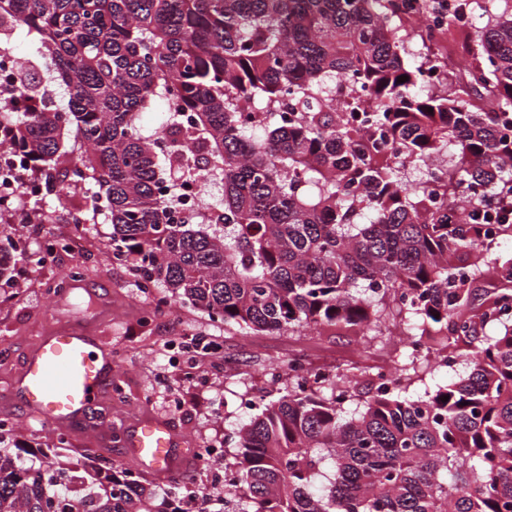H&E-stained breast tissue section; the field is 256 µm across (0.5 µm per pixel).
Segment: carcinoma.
<instances>
[{
	"instance_id": "cac0c4a2",
	"label": "carcinoma",
	"mask_w": 512,
	"mask_h": 512,
	"mask_svg": "<svg viewBox=\"0 0 512 512\" xmlns=\"http://www.w3.org/2000/svg\"><path fill=\"white\" fill-rule=\"evenodd\" d=\"M425 9L0 0V49L28 39L43 74L21 65L0 133L52 190L89 194L114 258L245 335L333 332L393 357L387 387L312 370L233 429L219 512H512V257L488 259L512 243V0H459L436 32ZM464 16L485 19L473 40ZM442 38L472 57L452 97ZM210 175L209 222L171 223L165 193ZM450 360L462 375L407 396ZM0 512L168 510L131 472L49 493L5 448Z\"/></svg>"
}]
</instances>
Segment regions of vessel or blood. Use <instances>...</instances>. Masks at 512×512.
<instances>
[{"mask_svg": "<svg viewBox=\"0 0 512 512\" xmlns=\"http://www.w3.org/2000/svg\"><path fill=\"white\" fill-rule=\"evenodd\" d=\"M116 371L110 348L68 325L43 338L26 358L11 396L43 423L88 425L106 388L116 383ZM124 447L145 473L158 478L172 474L178 448L167 422H138L126 434Z\"/></svg>", "mask_w": 512, "mask_h": 512, "instance_id": "obj_1", "label": "vessel or blood"}]
</instances>
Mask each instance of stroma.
I'll return each instance as SVG.
<instances>
[{"label":"stroma","mask_w":512,"mask_h":512,"mask_svg":"<svg viewBox=\"0 0 512 512\" xmlns=\"http://www.w3.org/2000/svg\"><path fill=\"white\" fill-rule=\"evenodd\" d=\"M84 202L80 195L22 201V210L52 215L53 222L45 230L35 224L0 223V247L24 255L15 266L12 282H0V349L9 352L6 359H0V417H6L12 426L6 443L20 449L23 466H40L42 451L63 434L70 442L68 458L80 460L92 452L97 460L140 473L136 459L113 441V428L118 425L126 430L149 417L168 422L179 441L192 451L190 457L178 460L172 477L154 479L156 489L163 492L182 487L190 478L208 484L213 480V468L198 455V447L223 441L230 429L228 416L245 419L246 413L239 407L243 392L261 397L273 390L266 376L271 365L287 366L299 353L314 365L360 369L359 384L364 387L369 373L384 362L381 351L365 348L354 337L312 332L243 336L191 305H162L164 289H154L149 296L142 294L130 266L114 262L112 226L105 220L86 225L75 255L31 268L27 256L40 248L46 233L66 229L71 213ZM75 260L84 267L82 287L63 298L48 295V286ZM149 305L154 308V319L146 328L141 315ZM69 323L102 338L120 356L122 390L108 393L99 407L100 412L110 414V422L62 429L35 421L12 404L10 390L25 356L43 336ZM190 336H210L224 347L221 361L199 359L202 380L198 383L184 382L170 363L171 340Z\"/></svg>","instance_id":"stroma-1"}]
</instances>
